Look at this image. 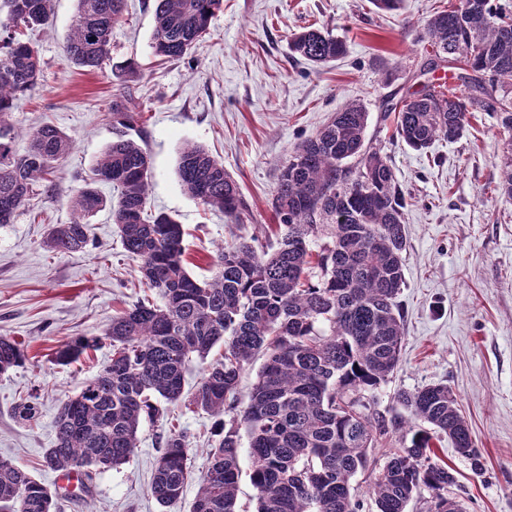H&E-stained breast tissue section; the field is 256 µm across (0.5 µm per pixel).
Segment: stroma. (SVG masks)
I'll return each mask as SVG.
<instances>
[{
  "label": "stroma",
  "mask_w": 512,
  "mask_h": 512,
  "mask_svg": "<svg viewBox=\"0 0 512 512\" xmlns=\"http://www.w3.org/2000/svg\"><path fill=\"white\" fill-rule=\"evenodd\" d=\"M447 2L402 0L392 15L375 11L369 0H223L191 54L164 63L151 48V5L126 0L110 57L92 73L64 52L76 0H54L49 26L22 30L41 74L14 108L13 147L24 153L28 132L45 122L66 133L73 147L13 224L0 227V336L27 354L22 366L0 375V457L58 489L57 512H161L149 492L158 438L179 430L191 436L192 477L168 512H190L217 425L203 411L171 406L164 418L142 422L130 460L95 474L87 491L42 465L61 404L112 356L102 334L113 315L151 296L109 210L91 217L86 249L60 255L44 244L50 226L70 222L72 197L114 139L109 108L122 95L144 111L152 165L147 208L182 224L187 270L198 280L210 276L218 246L274 235L272 196L293 147L343 104L366 107V141L393 168L406 198L407 227L398 298L405 326L401 360L374 393L372 408L391 416L400 411L396 391L448 385L482 463L474 472L450 441L439 444V459L457 472L454 496L465 512H512V199L498 191L506 135L493 116L476 112L461 139L439 138L416 151L396 139V118L382 111L388 96L408 97L431 82L456 84L450 65L424 69L419 41L429 12ZM310 26L343 39L347 55L321 68L292 56L291 34ZM188 143L223 161L249 206L244 223H231L183 190L176 168ZM75 336L102 342L70 365L55 364L57 347ZM26 397L35 399L40 414L22 425L12 408Z\"/></svg>",
  "instance_id": "obj_1"
}]
</instances>
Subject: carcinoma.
Returning a JSON list of instances; mask_svg holds the SVG:
<instances>
[{
    "label": "carcinoma",
    "mask_w": 512,
    "mask_h": 512,
    "mask_svg": "<svg viewBox=\"0 0 512 512\" xmlns=\"http://www.w3.org/2000/svg\"><path fill=\"white\" fill-rule=\"evenodd\" d=\"M0 13V226L12 223L34 187L54 172L72 148L50 124L31 132L29 149H13L16 101L38 82L40 59L16 38L19 26L44 27L53 0H5ZM223 0H153L152 49L163 60L187 56L208 31ZM125 0H77L65 46L84 71L99 69L110 52L112 28ZM421 42L435 61L463 70L461 89L427 84L390 108L396 137L414 150L438 137L459 139L474 112H489L512 134V99L495 95L512 86V8L493 0H448L424 23ZM290 50L314 64L346 54V44L312 27L292 34ZM116 138L93 167L92 182L71 200L69 224L52 227L46 245L70 254L88 245L89 218L108 206L127 256L139 262L140 283L157 303L137 301L112 317L103 336H76L54 354L59 365L77 361L107 339L112 358L55 418L56 441L44 453L54 471L93 472L127 463L145 419L182 395L190 358L211 362L188 405L219 420L206 454L191 512H239L240 428H245L258 491L256 512H363L352 480L371 464L389 431L409 442L389 453L375 475L376 512H406L423 492L429 512H464L448 495L454 469L437 461L433 439L448 437L455 451L480 468L478 449L456 395L443 384L403 390L395 401L406 422L370 412L366 393L386 384L396 369L405 335L398 297L405 287L406 200L392 166L365 144L369 112L346 104L312 137L301 141L284 167L271 206L282 233L274 247L255 238L219 248L211 278L187 271L183 228L171 216H144L151 158L133 138L140 105L131 97L112 103ZM357 159L356 168L344 161ZM186 193L236 224L248 207L224 165L198 145H186L177 166ZM117 191L112 205L94 187ZM323 244L317 253L311 243ZM258 356L264 363L247 407L237 413L238 386ZM26 361L25 351L0 336V374ZM38 416L37 404L14 407L20 423ZM187 432L169 434L156 459L150 491L162 507L178 503L191 479ZM56 493L7 458H0V512H53Z\"/></svg>",
    "instance_id": "carcinoma-1"
}]
</instances>
